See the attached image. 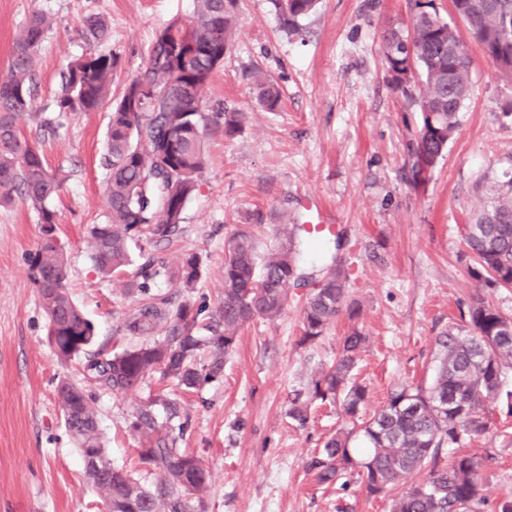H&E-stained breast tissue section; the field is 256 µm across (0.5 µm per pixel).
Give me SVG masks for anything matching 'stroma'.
I'll return each mask as SVG.
<instances>
[{
  "instance_id": "obj_1",
  "label": "stroma",
  "mask_w": 512,
  "mask_h": 512,
  "mask_svg": "<svg viewBox=\"0 0 512 512\" xmlns=\"http://www.w3.org/2000/svg\"><path fill=\"white\" fill-rule=\"evenodd\" d=\"M192 8V0H0V69L32 13L53 18L37 61L36 111L20 126L48 166L67 174L52 201L67 255L66 286L93 322L97 348L118 352L137 343L121 326L138 302L127 293L126 278L142 264L171 267L195 255L201 275L191 291L159 277L152 292L215 312L228 237L250 224L263 248L277 247L281 218L300 210L307 226L300 244L304 287L290 289L276 319L245 324L223 377L184 397L187 427L179 445L211 472L208 512H390L407 483L371 496L355 476L330 486L314 479L310 463L336 431H351L354 447L361 439L340 407L311 392L317 372L335 363L348 322L339 318L304 344L302 308L330 255L338 254L349 271V294L364 310L367 341L353 374L368 390L366 418L393 389L429 380L434 340L458 318L461 302L479 294L512 313V289L485 288L468 276L461 234L486 179L512 158V116L500 110L512 99V84L471 47L473 89L459 133L430 180L416 188L405 148L416 110L393 91L380 49L385 26L408 18L409 0H322L299 37L286 34L271 0H238L236 34L205 100L210 111L243 113L241 131L229 140L223 124L210 128L207 163L180 236L133 249L126 276L106 278L90 258L87 238L107 214L101 159L110 112H83L43 128L53 116L60 65L85 51L84 20L100 14L109 27L101 49L121 59L112 81L113 93H120L144 66L156 30ZM258 70L281 90L277 111L256 101ZM40 232L37 213L22 200L0 207V512H101L58 402L59 381L79 379L81 363L62 367L46 339L47 318L28 262ZM162 387L155 373L120 395L85 384L107 460L150 489L158 477L140 464L129 423L138 404ZM296 399L309 406L303 426L288 415ZM461 450L483 460L489 506L512 497V411L505 402L489 404L487 431Z\"/></svg>"
}]
</instances>
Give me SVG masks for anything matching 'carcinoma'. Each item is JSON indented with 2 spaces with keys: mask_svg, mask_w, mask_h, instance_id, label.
Wrapping results in <instances>:
<instances>
[{
  "mask_svg": "<svg viewBox=\"0 0 512 512\" xmlns=\"http://www.w3.org/2000/svg\"><path fill=\"white\" fill-rule=\"evenodd\" d=\"M319 2L272 0L294 35ZM472 3L476 0H451V8H471L469 39L499 76L512 83V0H482L480 8L470 7ZM237 7V0H193L190 14L156 31L145 66L116 99L110 90L120 59L99 51L108 36L107 21L96 14L85 19L87 49L65 63L53 112L60 120L110 105L102 156L108 213L88 236L91 260L101 273L121 274L133 244L170 242L180 234L203 173L206 134L219 118L224 119V136L238 132L241 113L209 112L205 101L212 74L231 47ZM50 25L47 14H32L13 41L7 68L0 71V206L18 197L38 213L41 238L30 263L48 320V341L67 362L89 351L97 336L68 295L67 258L55 235L57 214L50 201L66 177L45 163L19 125L20 117L35 107L37 58ZM381 42L393 89L418 109L407 151L412 182L422 186L460 128V112L472 91L473 59L466 39L459 30L448 29L434 0H414L409 20L390 22ZM255 89L262 107H280L281 92L271 79L257 77ZM302 228L299 217L289 218L279 246L266 253L246 229L228 238L224 298L217 315L205 324L207 336L198 335L201 308L190 302L172 308L150 295L162 274L193 288L200 277L197 257L186 254L171 269L142 268L130 288L143 299L123 322V331L141 343L112 356L93 354L83 366L84 376L115 393L134 390L152 373L184 393L221 377L224 357L235 350L240 328L257 316H278L288 302V288L301 280L296 232ZM463 238L473 261L470 275L491 287L512 288V168L485 186ZM348 279L344 263L333 257L303 306L301 342L318 338L338 317L347 316L351 327L343 336L340 357L318 373L313 395L324 402L341 401L343 414L355 420L368 393L351 382V371L366 336L358 327L361 305L349 297ZM435 347L438 365L431 383L392 391L360 426L365 447H349L348 433L325 442L311 463L317 483L329 486L355 473L368 493L377 495L409 480L391 512H484L480 460L464 452L445 459L441 450L458 448L487 431V405L499 397L502 377L512 370V317L474 296L460 312V321L435 337ZM58 398L80 454L105 457L92 398L84 387L64 381ZM157 404L166 411L164 422L155 416ZM179 414V399L164 395L134 412L131 429L139 438V459L161 476L155 489L110 465L88 474L102 501L112 502V512H207L210 472L193 452L178 447L183 426L171 422ZM423 470L426 477L415 479Z\"/></svg>",
  "mask_w": 512,
  "mask_h": 512,
  "instance_id": "1",
  "label": "carcinoma"
}]
</instances>
